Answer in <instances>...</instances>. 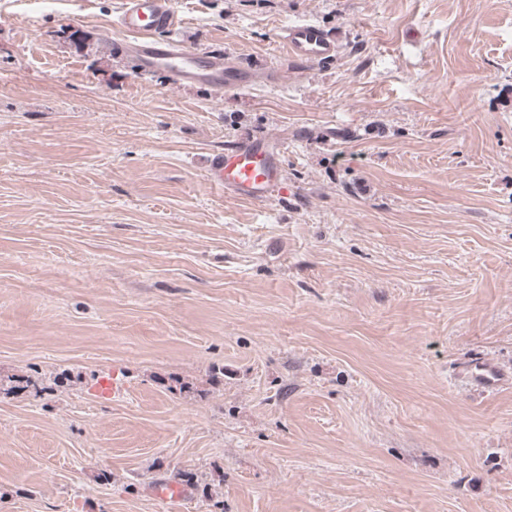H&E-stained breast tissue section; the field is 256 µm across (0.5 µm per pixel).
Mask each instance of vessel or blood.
I'll return each mask as SVG.
<instances>
[{
    "instance_id": "b4317fda",
    "label": "vessel or blood",
    "mask_w": 512,
    "mask_h": 512,
    "mask_svg": "<svg viewBox=\"0 0 512 512\" xmlns=\"http://www.w3.org/2000/svg\"><path fill=\"white\" fill-rule=\"evenodd\" d=\"M116 23L128 38L115 43V50L131 56L141 71L168 72L178 85H203L228 94L247 90L260 77L277 78L275 70L260 74L229 60L220 46L203 52L186 49L174 38L185 24L174 0H120ZM280 39L297 60L316 62L336 54L335 38L310 23L286 26ZM282 155L281 143L270 136L237 140L209 155L206 178L227 197L264 204L284 187Z\"/></svg>"
}]
</instances>
